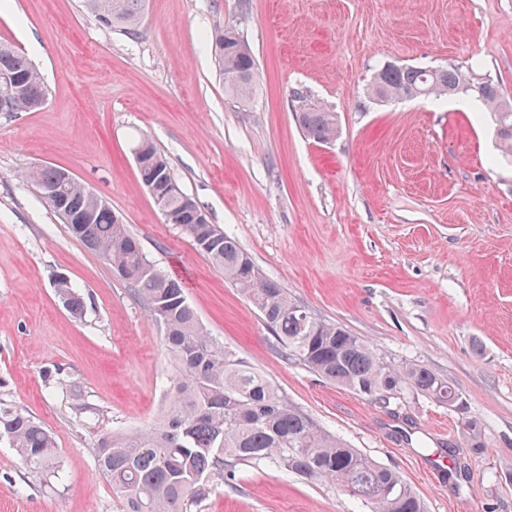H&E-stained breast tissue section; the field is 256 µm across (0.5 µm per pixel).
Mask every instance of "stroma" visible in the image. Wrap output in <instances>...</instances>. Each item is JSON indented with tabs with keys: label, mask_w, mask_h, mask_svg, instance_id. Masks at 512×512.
<instances>
[{
	"label": "stroma",
	"mask_w": 512,
	"mask_h": 512,
	"mask_svg": "<svg viewBox=\"0 0 512 512\" xmlns=\"http://www.w3.org/2000/svg\"><path fill=\"white\" fill-rule=\"evenodd\" d=\"M238 26L252 97L224 93L214 38ZM0 42L46 100L0 112V391L56 438L63 485L0 442V512H118L98 434L164 407L161 330L131 284L74 237L28 170L61 167L106 199L150 262L182 281L211 335L326 430L399 473L427 512H512V163L475 88L512 98V0H146L128 35L84 0H0ZM457 67L469 91L373 100L385 65ZM315 103L335 137L309 138ZM147 135L174 178L270 279L386 360L427 366L455 407L406 394L374 405L288 360L256 308L143 186ZM85 297L73 317L57 276ZM95 405L76 415L48 374ZM195 512H369L343 490L241 468ZM298 122L312 139L325 142L336 135V115L319 106L304 108L298 114Z\"/></svg>",
	"instance_id": "obj_1"
}]
</instances>
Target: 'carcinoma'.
Masks as SVG:
<instances>
[{"label":"carcinoma","instance_id":"obj_1","mask_svg":"<svg viewBox=\"0 0 512 512\" xmlns=\"http://www.w3.org/2000/svg\"><path fill=\"white\" fill-rule=\"evenodd\" d=\"M144 5L145 0H85L99 21L131 34ZM222 33L224 53L217 59L224 89L243 100L254 88L255 57L236 28L228 26ZM4 71L22 80L13 111L27 112L31 100L46 96L36 68L10 45L0 43V73ZM462 86L454 69L386 65L369 92L374 98H414L456 95ZM478 94L494 109L500 150L512 159V103L492 83L479 85ZM298 122L314 140L325 142L336 135L335 113L319 106L305 108ZM136 143L158 178L174 180L167 159L149 139L140 136ZM60 175L59 168H37L25 177L42 189ZM43 200L75 237L134 287L162 328L174 369L156 426L133 435L103 433L93 448L95 466L121 502L122 512H192L210 494L211 477L232 480L237 466L249 464L338 485L368 503L370 512H425L424 502L397 472L324 430L280 396L266 376L210 336L187 302L181 282L155 269L127 225L115 220L105 199L74 180L65 185L61 198ZM164 210L166 222L186 235L260 312L288 358L373 404L385 405L389 395L406 392L456 405L458 393L431 369L388 362L342 325L302 316L306 308L266 277L233 237L214 224L193 223L182 196H169ZM85 215L87 221L73 223ZM54 287L71 314L82 316L85 301L71 282L57 278ZM61 388L76 412L97 414L76 384L63 383ZM0 440L7 441L26 465L41 470L45 481L62 480L61 466L53 465V433L1 394Z\"/></svg>","mask_w":512,"mask_h":512}]
</instances>
